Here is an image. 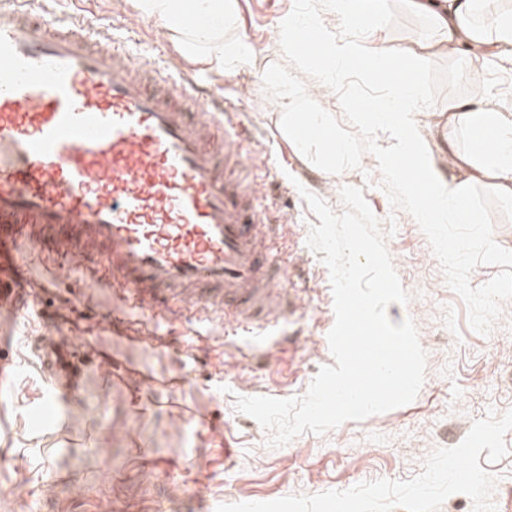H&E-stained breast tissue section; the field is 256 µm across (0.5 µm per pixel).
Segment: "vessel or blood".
<instances>
[{"instance_id":"vessel-or-blood-1","label":"vessel or blood","mask_w":512,"mask_h":512,"mask_svg":"<svg viewBox=\"0 0 512 512\" xmlns=\"http://www.w3.org/2000/svg\"><path fill=\"white\" fill-rule=\"evenodd\" d=\"M0 0V311L22 317L33 247L113 288L155 320L226 331L299 308L283 224L246 176L238 107L75 19L28 18Z\"/></svg>"}]
</instances>
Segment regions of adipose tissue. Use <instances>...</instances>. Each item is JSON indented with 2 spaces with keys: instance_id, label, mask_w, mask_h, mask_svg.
Instances as JSON below:
<instances>
[{
  "instance_id": "adipose-tissue-1",
  "label": "adipose tissue",
  "mask_w": 512,
  "mask_h": 512,
  "mask_svg": "<svg viewBox=\"0 0 512 512\" xmlns=\"http://www.w3.org/2000/svg\"><path fill=\"white\" fill-rule=\"evenodd\" d=\"M478 0H411L419 12L436 23L440 41L471 63H483L491 50L512 48V11L480 19ZM139 10L180 35L184 51L204 56L215 68L233 65L250 53L249 45L224 42V29L234 18L235 0H139ZM325 57L306 55L311 68L329 67L343 75L362 68L393 85L392 95L377 102L372 118L400 133V147L387 166L391 176L404 175L406 191L416 203L415 217L423 224H467L471 221L468 189L490 181L498 195L512 199V105L491 107L475 101H458L448 107V118L464 121L471 141L469 152L456 145L447 150L448 166L439 168L420 150L415 132L414 104L417 84L406 65L405 49L385 44L360 47L318 35Z\"/></svg>"
}]
</instances>
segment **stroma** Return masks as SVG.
Masks as SVG:
<instances>
[{"label":"stroma","mask_w":512,"mask_h":512,"mask_svg":"<svg viewBox=\"0 0 512 512\" xmlns=\"http://www.w3.org/2000/svg\"><path fill=\"white\" fill-rule=\"evenodd\" d=\"M237 0L225 41L255 48L233 71L184 53L162 22L142 16L137 0H38L54 23L74 17L128 38L136 61H155L193 75L204 87L238 104L252 138L246 148L264 180L266 202L293 225L283 240L291 255L301 310L278 325L283 344L246 345L201 328L184 337L182 319L162 320L170 346L152 348L112 335L113 310L126 304L112 288L75 272L51 279L53 260L31 252L29 276L53 280L22 319L0 317V512H512V300L489 334L473 331L467 309L445 282L418 224L393 211L378 186L372 154L339 175L313 165L280 129L281 102L264 92L262 75L283 62L278 21L311 16L343 39L413 48L419 87V132L430 138L449 102H512V62L475 69L436 49L439 34L406 0H388L385 13L361 32L337 15L334 0ZM359 187L380 221L395 218L387 249L406 304H390L393 323L411 319L427 353L416 399L391 411L346 422L325 434L306 433L284 447L266 444V431L235 409L240 396L286 399L303 394L322 366L333 364L327 335L335 322L329 272L306 245L316 216L301 196L309 190L342 213L339 190ZM90 299L96 320L57 303V296ZM77 354L78 386L64 392L50 416L37 409L55 389L43 369L42 344ZM196 362L184 384L181 366ZM458 466L449 469V457ZM486 474L487 498L467 494L465 475Z\"/></svg>","instance_id":"obj_1"}]
</instances>
